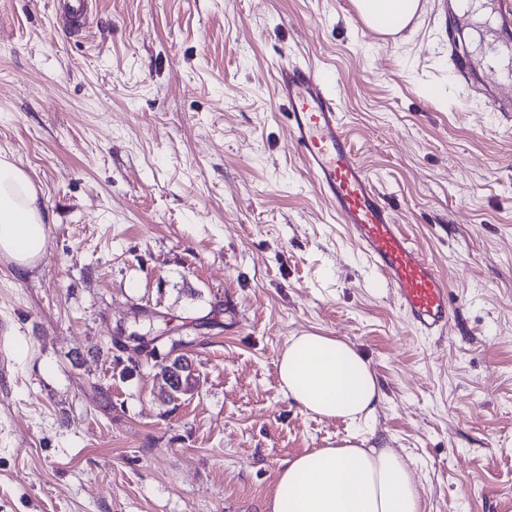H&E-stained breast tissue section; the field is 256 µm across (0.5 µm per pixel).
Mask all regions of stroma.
<instances>
[{
  "label": "stroma",
  "instance_id": "obj_1",
  "mask_svg": "<svg viewBox=\"0 0 512 512\" xmlns=\"http://www.w3.org/2000/svg\"><path fill=\"white\" fill-rule=\"evenodd\" d=\"M353 0H0V155L48 248L0 258V512H268L287 461L342 419L281 390L289 339L369 360L365 435L413 465L425 512H512V116L456 77L442 0L369 36ZM341 91L353 152L454 298L418 335L320 195L277 98L280 53ZM191 362L170 400L114 350L141 314ZM63 2L66 26L77 32H84L90 24L89 2L92 0H58Z\"/></svg>",
  "mask_w": 512,
  "mask_h": 512
}]
</instances>
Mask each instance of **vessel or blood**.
<instances>
[{"label":"vessel or blood","mask_w":512,"mask_h":512,"mask_svg":"<svg viewBox=\"0 0 512 512\" xmlns=\"http://www.w3.org/2000/svg\"><path fill=\"white\" fill-rule=\"evenodd\" d=\"M66 25L83 32L90 24V0H62ZM496 23L486 37L500 41L512 33V0H491ZM457 72L467 83L483 84L487 107L512 112V84L491 82L494 62H480L465 53L454 54ZM277 94L285 106L290 138L320 194L338 220L350 229L355 243L393 295L400 313L419 333L442 332L450 318L449 286L404 232L397 215L355 159L335 93L312 67L283 60L274 64Z\"/></svg>","instance_id":"obj_1"}]
</instances>
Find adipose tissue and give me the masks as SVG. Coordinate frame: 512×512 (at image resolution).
<instances>
[{
  "mask_svg": "<svg viewBox=\"0 0 512 512\" xmlns=\"http://www.w3.org/2000/svg\"><path fill=\"white\" fill-rule=\"evenodd\" d=\"M365 20L385 32L404 28L419 0H356ZM47 217L28 175L0 156V256L19 271L34 267L47 246ZM281 388L310 413L357 424L382 400L369 362L345 341L319 333L292 337L278 360ZM271 512H423L409 464L388 448L346 443L287 462Z\"/></svg>",
  "mask_w": 512,
  "mask_h": 512,
  "instance_id": "1",
  "label": "adipose tissue"
}]
</instances>
